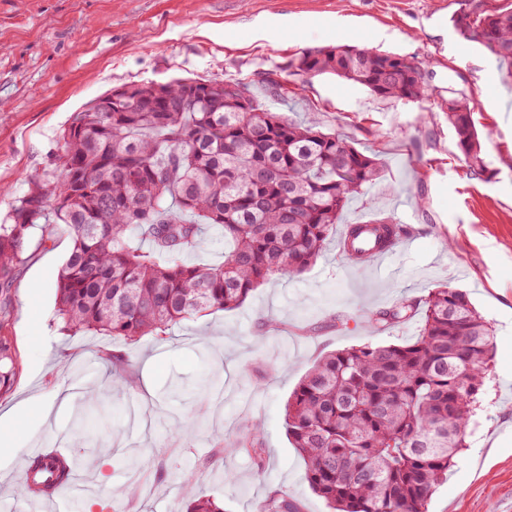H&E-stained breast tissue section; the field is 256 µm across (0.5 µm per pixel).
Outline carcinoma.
<instances>
[{
    "label": "carcinoma",
    "instance_id": "1",
    "mask_svg": "<svg viewBox=\"0 0 512 512\" xmlns=\"http://www.w3.org/2000/svg\"><path fill=\"white\" fill-rule=\"evenodd\" d=\"M457 17L464 38L512 62V2ZM333 74L382 99L431 97L418 61L339 45L303 51L259 79L267 96L288 102L290 86ZM470 99L448 90V125L476 175L487 172ZM58 165L28 180L10 224H0V395L18 377L9 283L23 261L30 228L62 224L73 246L57 279L63 329L136 342L184 320L240 307L277 276H297L317 260L350 200L381 177V162L317 118L299 121L261 103L252 84L203 79L122 86L112 111L74 114L60 133ZM222 229L224 261L187 264L203 226ZM408 230L389 217L348 224L344 253L361 244L391 249ZM419 318L403 344L366 342L322 356L285 405L288 437L305 479L330 512H428L435 488L466 446V430L490 371V328L468 295L439 286L401 298L370 321L384 328ZM81 406L99 417L101 392L83 389ZM234 448L264 468L260 426ZM93 459L32 456L29 493L64 491ZM181 483L187 512H223ZM260 512H301L283 493Z\"/></svg>",
    "mask_w": 512,
    "mask_h": 512
}]
</instances>
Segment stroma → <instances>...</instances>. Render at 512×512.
Masks as SVG:
<instances>
[{"mask_svg": "<svg viewBox=\"0 0 512 512\" xmlns=\"http://www.w3.org/2000/svg\"><path fill=\"white\" fill-rule=\"evenodd\" d=\"M463 0H0V223L55 168L58 136L75 112L113 88L202 78L257 81L302 51L346 44L415 58L430 101L379 98L333 75L294 87L274 109L316 113L324 130L349 137L384 164L382 178L355 199L344 221L388 214L409 235L380 267L349 260L330 240L304 273L261 285L240 308L183 322L161 337L126 345L108 336L69 338L57 315L56 281L71 240L63 226L32 230L10 284L9 327L19 358L0 414L25 411L13 449L0 454V512H186L179 476L201 473L196 492L224 512H259L273 491L302 512H328L309 488L287 435L284 407L324 354L366 342L400 344L416 321L383 332L371 312L440 284L466 292L492 329L493 362L481 407L429 512H512V64L464 40L455 20ZM467 94L485 139L489 173L471 176L446 119L449 89ZM499 109L487 111L486 99ZM345 328H337V316ZM84 383L111 391L94 467L79 499L30 498L28 458L47 441L70 457L77 398L61 404L72 367ZM131 369V392L114 389ZM221 377L224 395L164 400L173 381ZM259 423L266 466L234 444ZM142 490L125 493L130 477Z\"/></svg>", "mask_w": 512, "mask_h": 512, "instance_id": "obj_1", "label": "stroma"}]
</instances>
